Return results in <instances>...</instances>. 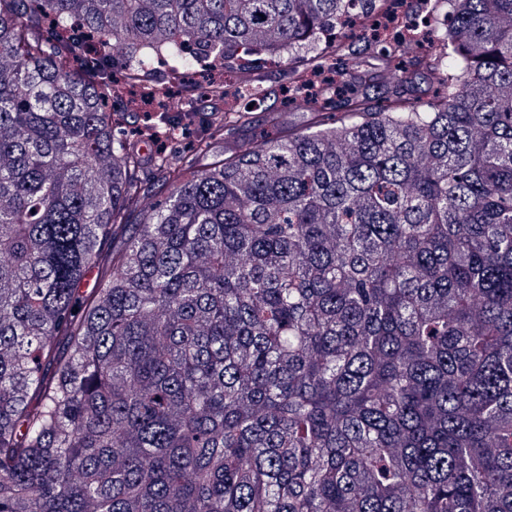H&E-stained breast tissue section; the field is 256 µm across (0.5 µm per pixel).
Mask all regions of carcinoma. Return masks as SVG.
I'll return each mask as SVG.
<instances>
[{
    "label": "carcinoma",
    "mask_w": 512,
    "mask_h": 512,
    "mask_svg": "<svg viewBox=\"0 0 512 512\" xmlns=\"http://www.w3.org/2000/svg\"><path fill=\"white\" fill-rule=\"evenodd\" d=\"M377 2L0 0V512H512V0H423L434 52L200 168L114 110Z\"/></svg>",
    "instance_id": "1"
}]
</instances>
